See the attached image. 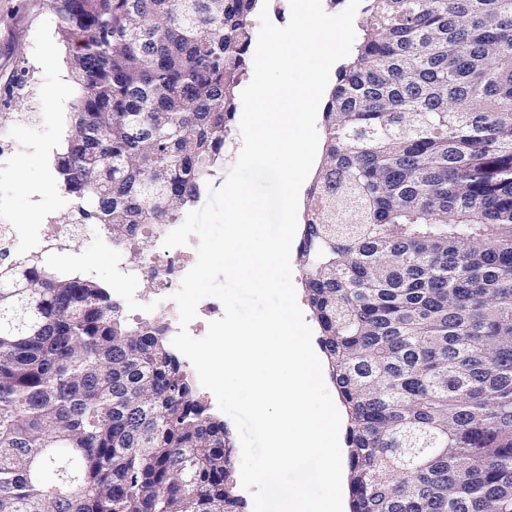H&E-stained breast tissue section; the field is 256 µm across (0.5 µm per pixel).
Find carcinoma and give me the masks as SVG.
<instances>
[{
  "label": "carcinoma",
  "mask_w": 512,
  "mask_h": 512,
  "mask_svg": "<svg viewBox=\"0 0 512 512\" xmlns=\"http://www.w3.org/2000/svg\"><path fill=\"white\" fill-rule=\"evenodd\" d=\"M259 0H57L71 224L137 258L224 159ZM299 246L350 512H512V0H368ZM224 421L153 324L0 262V512H226Z\"/></svg>",
  "instance_id": "cac0c4a2"
}]
</instances>
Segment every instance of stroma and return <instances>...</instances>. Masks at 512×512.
<instances>
[{
  "label": "stroma",
  "instance_id": "1",
  "mask_svg": "<svg viewBox=\"0 0 512 512\" xmlns=\"http://www.w3.org/2000/svg\"><path fill=\"white\" fill-rule=\"evenodd\" d=\"M68 54L54 0H0V113L8 116L0 123V224L20 231L15 255L78 254L93 240L82 226L51 243L40 233L73 207L54 170L71 105L49 101L59 82L72 80Z\"/></svg>",
  "mask_w": 512,
  "mask_h": 512
}]
</instances>
